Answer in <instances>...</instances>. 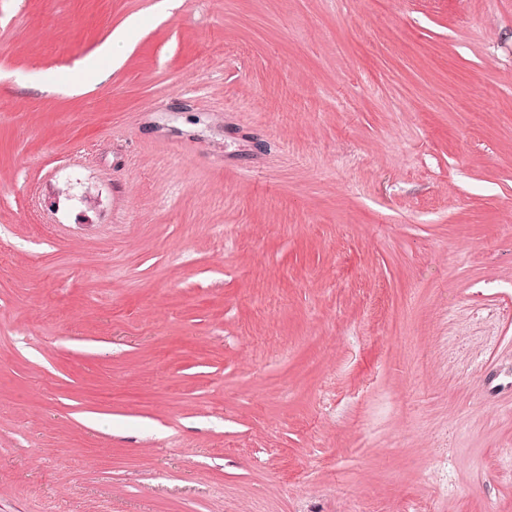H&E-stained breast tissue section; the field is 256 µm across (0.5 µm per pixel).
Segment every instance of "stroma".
<instances>
[{"instance_id":"obj_1","label":"stroma","mask_w":512,"mask_h":512,"mask_svg":"<svg viewBox=\"0 0 512 512\" xmlns=\"http://www.w3.org/2000/svg\"><path fill=\"white\" fill-rule=\"evenodd\" d=\"M356 502L512 512V0H0V512Z\"/></svg>"}]
</instances>
